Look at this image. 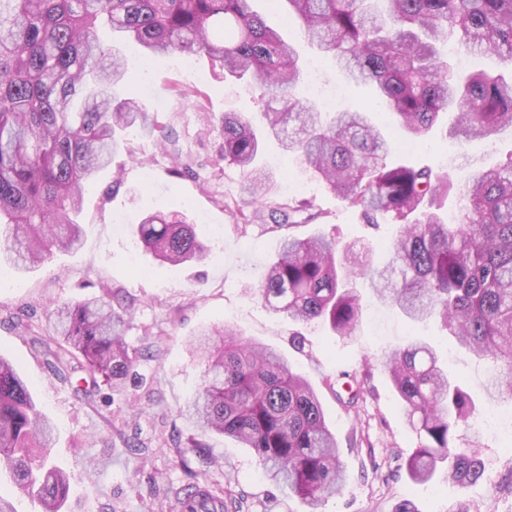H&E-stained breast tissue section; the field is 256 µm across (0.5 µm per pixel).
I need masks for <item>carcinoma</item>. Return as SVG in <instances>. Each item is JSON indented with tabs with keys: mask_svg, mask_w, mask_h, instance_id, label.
Masks as SVG:
<instances>
[{
	"mask_svg": "<svg viewBox=\"0 0 512 512\" xmlns=\"http://www.w3.org/2000/svg\"><path fill=\"white\" fill-rule=\"evenodd\" d=\"M299 21L300 34L335 64L338 75L373 87L378 110L322 113L296 95L299 55L251 10L250 0H0V253L29 270L81 240L84 186L125 149L120 132L155 130L147 107L119 97L130 81L124 60L105 44L133 39L145 57L180 53L220 63L224 78L276 102L256 127L249 113L220 120L224 161L239 169L257 207L246 224L281 231L264 273L246 290L277 315L323 323L347 338L360 314L357 281L369 283L413 322L434 319L475 358L497 368L487 398L512 399V158L479 172L463 189L462 218L445 220L455 193L448 174L388 161L389 127L415 139L441 129L465 145L512 128V74L460 73L443 46L455 36L474 58L512 62V0H268ZM343 204L378 230L398 225L378 264L366 243H341L333 231L298 236L316 220L308 202L268 198L271 176L257 161L269 139ZM164 263L201 262L207 248L195 225L158 214L136 225ZM56 334L41 342L54 375L76 390L112 401L142 388L138 349L123 336L125 313L86 298L52 310ZM195 350L202 382L184 410L201 428L249 448L270 479L308 512L340 495L346 474L339 444L307 379L269 347L226 329L201 333ZM393 390L417 443L406 459L414 483L445 481L462 490L484 474L478 439L467 434L477 399L448 375L432 344L416 339L383 354ZM335 393L346 408L364 380L342 373ZM54 428L15 366L0 357V464L43 512H61L69 475L49 462ZM233 499L212 486L183 501L182 512H229Z\"/></svg>",
	"mask_w": 512,
	"mask_h": 512,
	"instance_id": "carcinoma-1",
	"label": "carcinoma"
}]
</instances>
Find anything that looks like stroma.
Masks as SVG:
<instances>
[{"label":"stroma","mask_w":512,"mask_h":512,"mask_svg":"<svg viewBox=\"0 0 512 512\" xmlns=\"http://www.w3.org/2000/svg\"><path fill=\"white\" fill-rule=\"evenodd\" d=\"M253 6L286 40L296 41L304 61H317L323 93L312 96L309 82H301L298 92L305 104L322 112L371 109L370 89L345 83L332 61L297 42V25L285 22L267 0H253ZM123 52L134 76L128 89L142 94L155 124L176 138L186 164L183 174L172 175L174 156L152 134L129 128L127 148L114 159L122 168L121 185L113 184L107 170L85 188L81 247L54 253L34 271L0 277V356L18 365L40 410L56 426L51 460L68 472L71 483L63 512H179L176 490L196 482L230 488L243 512H305L299 500L267 480L251 449L180 417L203 374L190 341L207 326L277 349L318 392L348 476L344 493L322 503L318 512H393L403 499L412 500L420 512H448L460 496L453 488L413 483L402 468L416 437L404 423L381 352L413 333L436 337L449 372L475 392L486 379L487 365L440 337L434 325L413 327L369 291L348 339L319 324H295L246 295L243 283L259 279L279 234L259 225L236 230L233 213L250 211L252 198L239 170L225 165L215 124L231 110L264 111V100L245 85L217 80L209 59L193 58L187 72L177 55L147 62L133 43ZM433 142L430 150L396 132L391 157L443 168L460 186L512 156V128L462 148L439 136ZM264 162L272 173V198L285 204L312 201L320 226L335 228L339 240L371 234L277 145L269 146ZM155 211L188 213L208 246V257L172 266L139 247L133 228ZM109 290L133 300L124 327L127 342L153 344V358L137 364L147 388L129 392L124 407L81 399L52 374L36 342L53 335L47 314L55 304ZM344 371L368 379L362 401L351 411L331 389ZM191 438L197 447H188ZM481 441L485 474L461 496L470 512H512V449L492 432Z\"/></svg>","instance_id":"stroma-1"}]
</instances>
